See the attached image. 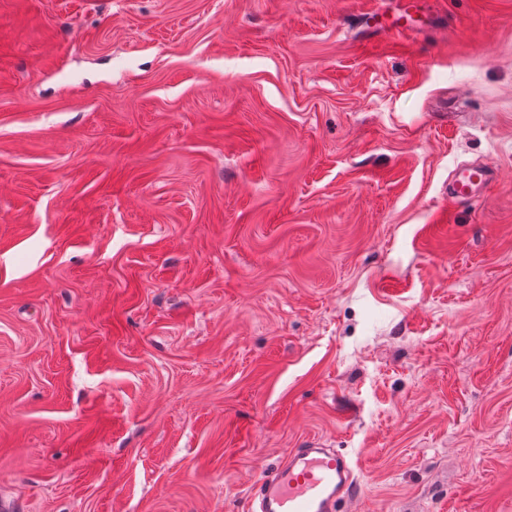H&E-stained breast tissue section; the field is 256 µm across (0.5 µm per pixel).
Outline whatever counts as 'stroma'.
Masks as SVG:
<instances>
[{
  "mask_svg": "<svg viewBox=\"0 0 512 512\" xmlns=\"http://www.w3.org/2000/svg\"><path fill=\"white\" fill-rule=\"evenodd\" d=\"M313 441L341 512H512V0H0V502L249 512ZM495 176V168L490 164L457 169L448 184V196L453 199L460 197L476 199L479 197V188L491 183Z\"/></svg>",
  "mask_w": 512,
  "mask_h": 512,
  "instance_id": "1",
  "label": "stroma"
}]
</instances>
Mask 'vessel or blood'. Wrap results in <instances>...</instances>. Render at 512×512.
I'll list each match as a JSON object with an SVG mask.
<instances>
[{
    "label": "vessel or blood",
    "instance_id": "1",
    "mask_svg": "<svg viewBox=\"0 0 512 512\" xmlns=\"http://www.w3.org/2000/svg\"><path fill=\"white\" fill-rule=\"evenodd\" d=\"M496 176L492 165L465 166L454 172L450 198H478V190ZM356 488L355 470L346 453L333 448H294L274 472L261 478L252 512H336Z\"/></svg>",
    "mask_w": 512,
    "mask_h": 512
}]
</instances>
